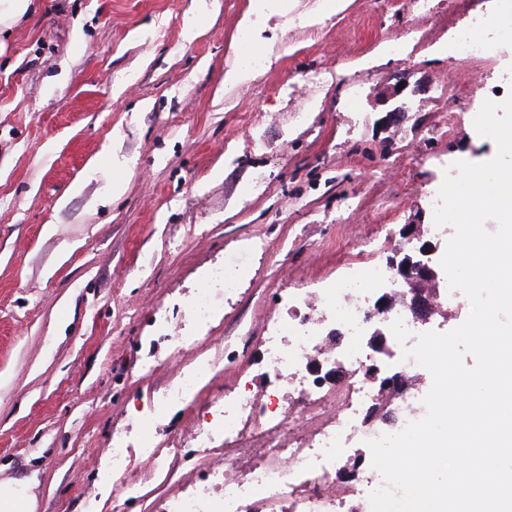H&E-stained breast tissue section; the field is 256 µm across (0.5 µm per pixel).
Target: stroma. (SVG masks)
Wrapping results in <instances>:
<instances>
[{
    "label": "stroma",
    "mask_w": 512,
    "mask_h": 512,
    "mask_svg": "<svg viewBox=\"0 0 512 512\" xmlns=\"http://www.w3.org/2000/svg\"><path fill=\"white\" fill-rule=\"evenodd\" d=\"M433 3L42 0L0 34V480H35L36 512H166L263 462L259 433L194 447L201 404L262 392L288 292L341 282L367 240L397 255L433 221L423 191L497 153L470 90L511 85L512 43L456 60L450 34L492 0ZM245 32L266 64L225 84ZM225 267L244 276L199 325L201 274ZM202 364L199 398L156 413Z\"/></svg>",
    "instance_id": "stroma-1"
}]
</instances>
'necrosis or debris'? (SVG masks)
<instances>
[{"mask_svg": "<svg viewBox=\"0 0 512 512\" xmlns=\"http://www.w3.org/2000/svg\"><path fill=\"white\" fill-rule=\"evenodd\" d=\"M406 292L390 262L365 259L352 266L344 286L289 294L285 317L265 340L273 388L260 397L250 388L239 390L194 432L200 448L219 431L241 443L240 425L250 422L272 442L265 461L243 475H225L219 502L203 494L177 495L167 512H372L369 495L383 478L368 442L389 428L368 420L367 412L385 397L381 381L400 376L409 382L396 397L399 430L425 416L423 398L432 386L428 370L403 360L390 329L400 319L411 334L427 330L412 315ZM380 294L389 301L382 312L375 303ZM336 331L343 336L338 344L330 341ZM334 371L342 383L331 384ZM320 403L335 406L336 415L308 427L307 409Z\"/></svg>", "mask_w": 512, "mask_h": 512, "instance_id": "1", "label": "necrosis or debris"}]
</instances>
